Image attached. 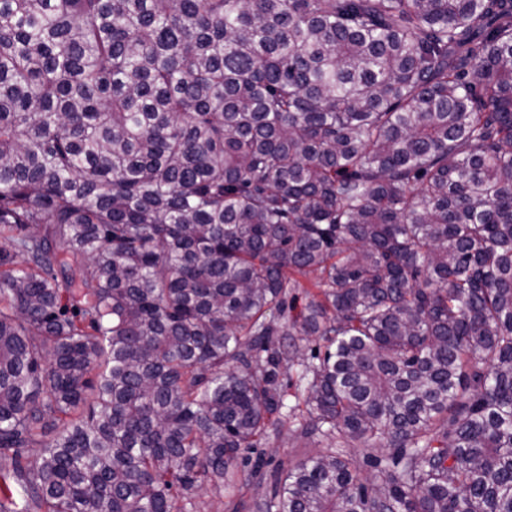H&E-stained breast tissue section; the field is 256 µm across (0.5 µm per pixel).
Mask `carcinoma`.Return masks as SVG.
I'll return each instance as SVG.
<instances>
[{
    "instance_id": "carcinoma-1",
    "label": "carcinoma",
    "mask_w": 512,
    "mask_h": 512,
    "mask_svg": "<svg viewBox=\"0 0 512 512\" xmlns=\"http://www.w3.org/2000/svg\"><path fill=\"white\" fill-rule=\"evenodd\" d=\"M296 366L256 512H512V0H0V512H194Z\"/></svg>"
}]
</instances>
